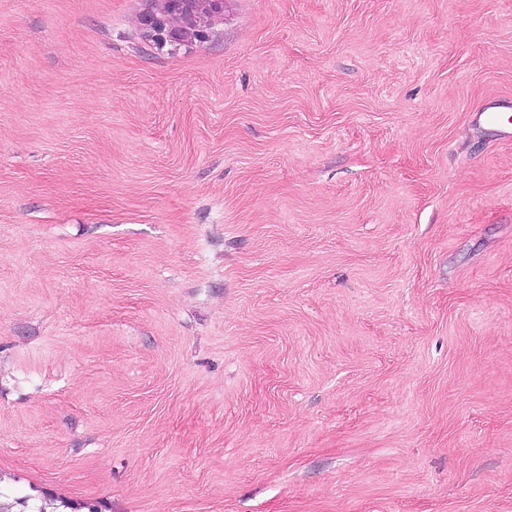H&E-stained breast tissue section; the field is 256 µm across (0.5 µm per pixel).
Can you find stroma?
<instances>
[{"label":"stroma","mask_w":512,"mask_h":512,"mask_svg":"<svg viewBox=\"0 0 512 512\" xmlns=\"http://www.w3.org/2000/svg\"><path fill=\"white\" fill-rule=\"evenodd\" d=\"M0 0V491L512 512V0ZM138 21L147 37L181 44L190 36L205 39L212 19L224 13V0H141ZM477 123L490 127L503 139H512V115L497 110L495 107H485L475 112Z\"/></svg>","instance_id":"35a3bbf8"}]
</instances>
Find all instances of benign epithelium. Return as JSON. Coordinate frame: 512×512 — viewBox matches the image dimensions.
<instances>
[{"mask_svg": "<svg viewBox=\"0 0 512 512\" xmlns=\"http://www.w3.org/2000/svg\"><path fill=\"white\" fill-rule=\"evenodd\" d=\"M223 13L224 0H141L138 21L147 37L177 45L206 38L212 19Z\"/></svg>", "mask_w": 512, "mask_h": 512, "instance_id": "benign-epithelium-1", "label": "benign epithelium"}]
</instances>
